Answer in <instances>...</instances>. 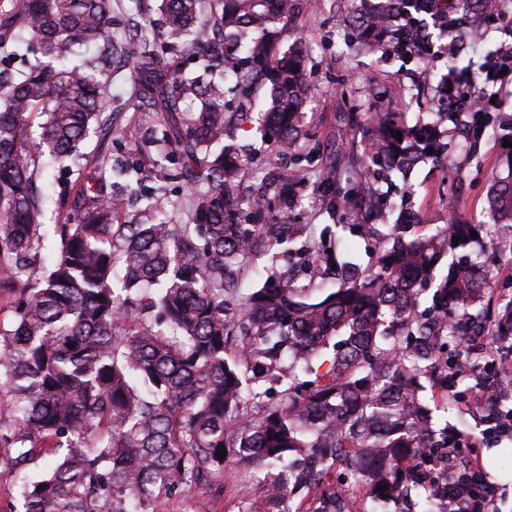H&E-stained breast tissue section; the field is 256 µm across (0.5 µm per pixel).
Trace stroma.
Returning <instances> with one entry per match:
<instances>
[{
  "mask_svg": "<svg viewBox=\"0 0 512 512\" xmlns=\"http://www.w3.org/2000/svg\"><path fill=\"white\" fill-rule=\"evenodd\" d=\"M347 8L346 0H302L300 12L283 31L284 45L299 42L306 49L309 102L300 149L305 152L316 146L324 153L335 152L336 186L341 190L348 187V154L362 151L367 138L363 123L351 122L352 112H400L408 124H415L428 108L439 106L440 87L448 71L444 54L408 61L393 54L349 52L346 44L350 31L344 22ZM137 79V73L128 69L113 80L112 110L104 114L100 127L91 131L83 144L91 159L108 155L119 164L141 161L136 138L149 114L131 96ZM488 92L495 98L489 107L493 123L475 141L467 139L464 131L451 130L453 160H423L406 177L396 171L375 176L378 187L388 193L383 223L404 220L423 227L445 225L454 217L469 224L484 223L488 179L495 173L506 174L507 161L512 158V90L495 85ZM236 139L248 155L241 180L243 195L261 192L269 171H292V156L262 144L249 127L238 130ZM268 218L317 229L334 223L336 234L349 242L354 261L366 265L375 256L373 238L360 235L344 215L314 216L309 202H301L288 212L271 207ZM484 242L479 259L496 275L491 300L501 311L512 303V252L499 249L496 237L486 236ZM435 416L438 423L449 422L465 434L483 437L480 455H487L496 446L512 449V436L499 441L484 438L483 415L474 409H461L452 401ZM258 492L256 483L233 465L223 481L170 499L164 512H238L240 504Z\"/></svg>",
  "mask_w": 512,
  "mask_h": 512,
  "instance_id": "1",
  "label": "stroma"
}]
</instances>
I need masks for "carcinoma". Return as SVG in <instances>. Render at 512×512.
Listing matches in <instances>:
<instances>
[{"label": "carcinoma", "instance_id": "cac0c4a2", "mask_svg": "<svg viewBox=\"0 0 512 512\" xmlns=\"http://www.w3.org/2000/svg\"><path fill=\"white\" fill-rule=\"evenodd\" d=\"M299 0H159V36L110 31L111 0H16L0 14V49L24 45L34 56L19 77L0 75V470L20 471L23 512H160L178 490L224 479L225 458L255 468L261 492L241 512H354L336 476L354 479L369 506L409 502L418 512H449V429L433 426L420 402L422 379L445 400L459 376L448 366V312L474 323L492 287L491 270L442 260L474 241L470 232L512 225V180L495 178L485 196L486 224L456 221L408 240L406 225L381 231L368 222L379 199L356 175L336 195L326 165L312 204L346 211L359 233L378 240L365 267L342 259L329 226L265 224L271 202L298 200L297 173L273 184V198L233 207L245 168L224 144L230 119L224 75L257 97L265 139L292 153L304 125L303 48L283 49V27ZM347 18L359 52L417 57L391 33L399 14L420 17L415 0H359ZM470 33L494 12L493 0H445ZM164 42L205 60L189 75L159 58ZM100 49L99 54L90 49ZM140 73L136 96L158 113L163 136L154 167L173 161L192 192L186 224H116V177L129 166L89 163L80 143L107 110L108 87L128 64ZM194 110L183 113L180 104ZM42 117L33 135L30 117ZM368 154L408 171L448 150L435 126L398 122L393 112L366 117ZM401 138H396V134ZM49 168L76 171L63 223H43L37 179ZM304 240L311 282L294 269L266 271L237 293L258 253ZM337 273L315 294L313 281ZM434 287L433 306L418 311ZM286 383L277 402L255 382ZM54 467L33 480L45 451ZM386 485L388 489L378 490Z\"/></svg>", "mask_w": 512, "mask_h": 512}]
</instances>
